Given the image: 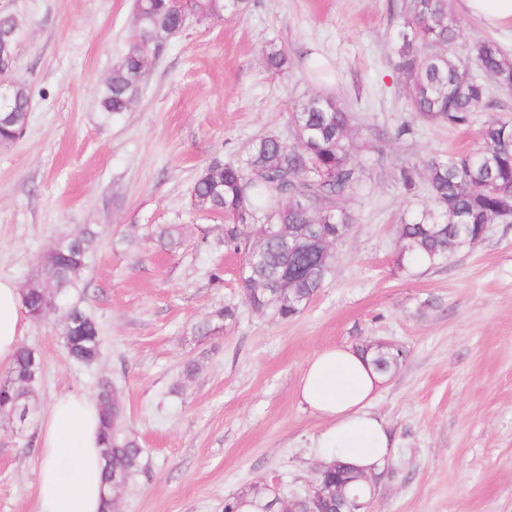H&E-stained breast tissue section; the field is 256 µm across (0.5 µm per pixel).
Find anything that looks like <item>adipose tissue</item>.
I'll use <instances>...</instances> for the list:
<instances>
[{
    "label": "adipose tissue",
    "instance_id": "ef3b65f1",
    "mask_svg": "<svg viewBox=\"0 0 512 512\" xmlns=\"http://www.w3.org/2000/svg\"><path fill=\"white\" fill-rule=\"evenodd\" d=\"M22 308L12 280L0 276V365L10 364L18 347ZM383 382L369 357L350 346L324 349L308 361L298 402L327 424L318 439L326 460L343 459L367 474L386 463L393 441L372 410ZM39 439L38 512H104L102 436L93 398L57 397L39 423Z\"/></svg>",
    "mask_w": 512,
    "mask_h": 512
}]
</instances>
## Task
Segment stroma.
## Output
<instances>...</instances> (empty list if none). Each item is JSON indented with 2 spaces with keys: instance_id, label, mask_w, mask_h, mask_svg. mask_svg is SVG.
Returning <instances> with one entry per match:
<instances>
[{
  "instance_id": "1",
  "label": "stroma",
  "mask_w": 512,
  "mask_h": 512,
  "mask_svg": "<svg viewBox=\"0 0 512 512\" xmlns=\"http://www.w3.org/2000/svg\"><path fill=\"white\" fill-rule=\"evenodd\" d=\"M397 2L250 0L190 20L137 102L108 120L95 94L132 42L134 0H0L26 26L18 68L32 92L24 136L0 146V276L24 287L57 236L94 231L71 299L99 325L98 361L65 356L57 312L26 322L20 341L43 361L38 413L103 377L119 388L146 464L117 491L120 512H223L254 484L303 490L326 423L298 404L302 372L326 348L369 342L403 353L373 407L396 446L370 512H512V223L441 265L398 267L401 219L432 201L426 183L407 192L395 180L401 165L474 148L480 122L512 115V94L492 89L468 128L415 119L388 62ZM274 45L288 51L285 73L266 65ZM325 92L347 106L354 158L372 173L347 202L356 222L332 275L284 322L243 303L241 258L191 190L214 158L240 161L265 134L291 139L294 106ZM404 122L413 134L395 138ZM379 130L377 168L364 142ZM165 227L178 228L175 247L159 241ZM226 306L236 317L223 332L197 336ZM38 471L37 426L0 425V512H37Z\"/></svg>"
}]
</instances>
